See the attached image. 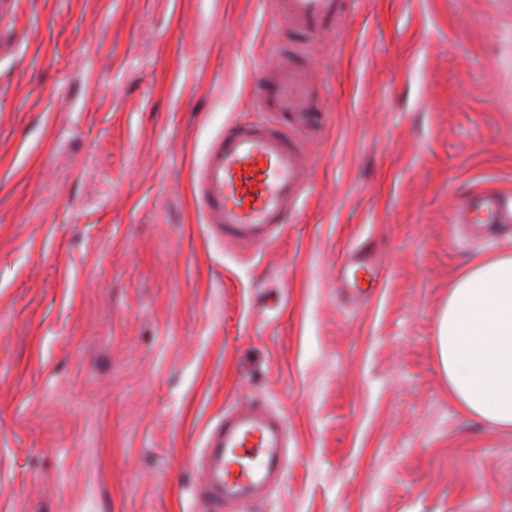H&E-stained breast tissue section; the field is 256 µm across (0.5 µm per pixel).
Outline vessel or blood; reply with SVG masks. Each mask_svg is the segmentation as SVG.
<instances>
[{"label":"vessel or blood","instance_id":"vessel-or-blood-1","mask_svg":"<svg viewBox=\"0 0 512 512\" xmlns=\"http://www.w3.org/2000/svg\"><path fill=\"white\" fill-rule=\"evenodd\" d=\"M275 11L305 37L339 28L344 0H275ZM266 111L279 112L288 126H300L321 110L316 87L294 86L288 77L263 84ZM288 126L255 122L221 130L198 169L195 188L207 224L224 239L267 245L287 224L306 182L307 158ZM454 223L473 226L512 224V195L479 192L457 208ZM354 274L342 287L352 300L363 299L362 274L371 273L368 253L352 262ZM289 464L286 424L262 406L232 409L209 429L205 445L192 460L194 487L206 512H226L262 497L280 484Z\"/></svg>","mask_w":512,"mask_h":512}]
</instances>
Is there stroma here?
Instances as JSON below:
<instances>
[{
  "instance_id": "1",
  "label": "stroma",
  "mask_w": 512,
  "mask_h": 512,
  "mask_svg": "<svg viewBox=\"0 0 512 512\" xmlns=\"http://www.w3.org/2000/svg\"><path fill=\"white\" fill-rule=\"evenodd\" d=\"M287 40L273 0L0 13V512H204L189 460L250 403L291 462L241 512H512V433L449 403L435 343L453 273L512 252V227L451 225L512 193V0H350L309 49L307 190L248 247L194 170L263 119ZM351 266L355 267V270L351 276L347 275L344 277L342 288L350 299L354 301L362 300L366 296L367 290L362 289L361 283L365 281V276L373 271L370 255L366 252L360 253L352 260ZM361 270H363V275L360 277L359 273Z\"/></svg>"
}]
</instances>
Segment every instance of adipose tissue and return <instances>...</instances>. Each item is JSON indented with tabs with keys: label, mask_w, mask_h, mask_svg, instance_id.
<instances>
[{
	"label": "adipose tissue",
	"mask_w": 512,
	"mask_h": 512,
	"mask_svg": "<svg viewBox=\"0 0 512 512\" xmlns=\"http://www.w3.org/2000/svg\"><path fill=\"white\" fill-rule=\"evenodd\" d=\"M436 348L449 400L512 432V254L480 255L456 272Z\"/></svg>",
	"instance_id": "ef3b65f1"
}]
</instances>
